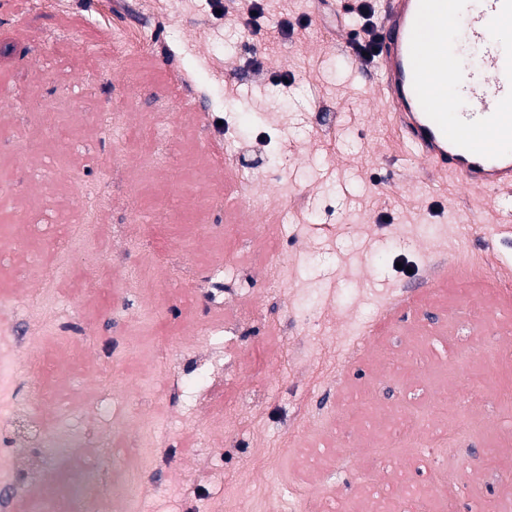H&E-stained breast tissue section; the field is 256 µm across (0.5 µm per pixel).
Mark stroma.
Returning a JSON list of instances; mask_svg holds the SVG:
<instances>
[{"label": "stroma", "instance_id": "1", "mask_svg": "<svg viewBox=\"0 0 512 512\" xmlns=\"http://www.w3.org/2000/svg\"><path fill=\"white\" fill-rule=\"evenodd\" d=\"M261 6L264 33L251 38V0H0V192L16 231L31 209L42 219L0 263V363L21 368L0 379V408L15 414L0 512L19 498L46 512L68 488L62 470L103 477L135 459L141 512H288L298 492L307 512H375L378 491L402 482L439 512L438 470L467 481L449 494L455 512L512 508V484L484 464L512 469V420L496 401L512 362L494 355L512 340V293L475 271L512 266V201L414 157L368 67L339 44L350 16L329 0ZM112 98L125 104L114 116ZM47 109L61 139L42 130ZM228 141L244 145L284 225L245 207L216 164ZM85 182L104 203L96 237L52 288L80 352L41 376L50 398L37 405L22 368L47 322L20 297L57 264L54 220ZM152 248L160 307L130 279ZM401 282L412 305L365 335ZM110 348L111 384L83 401ZM435 397L482 428L449 425L452 446L424 441L411 466L370 462L395 407ZM47 429L109 446L57 462L37 446ZM314 449L327 455L320 481L304 464Z\"/></svg>", "mask_w": 512, "mask_h": 512}]
</instances>
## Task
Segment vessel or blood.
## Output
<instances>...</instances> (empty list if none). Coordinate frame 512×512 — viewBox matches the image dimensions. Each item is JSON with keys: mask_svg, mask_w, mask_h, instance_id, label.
<instances>
[{"mask_svg": "<svg viewBox=\"0 0 512 512\" xmlns=\"http://www.w3.org/2000/svg\"><path fill=\"white\" fill-rule=\"evenodd\" d=\"M482 50L479 72L460 62L449 36ZM512 0H384L376 93L399 132L430 168L476 192L512 189Z\"/></svg>", "mask_w": 512, "mask_h": 512, "instance_id": "b4317fda", "label": "vessel or blood"}]
</instances>
